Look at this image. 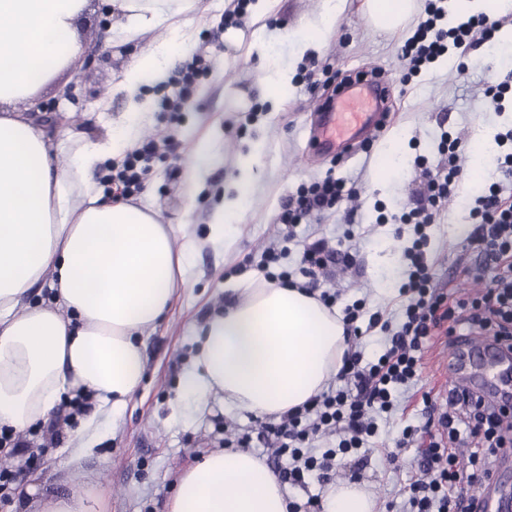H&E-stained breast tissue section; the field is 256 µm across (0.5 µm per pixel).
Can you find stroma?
<instances>
[{
    "label": "stroma",
    "instance_id": "stroma-1",
    "mask_svg": "<svg viewBox=\"0 0 512 512\" xmlns=\"http://www.w3.org/2000/svg\"><path fill=\"white\" fill-rule=\"evenodd\" d=\"M224 2L198 0L184 27L190 51L172 52L166 60L172 71L195 54L210 62L206 77L191 92L187 109L180 112L178 120H171L169 113L158 107L164 87L147 81L138 90L139 98L152 104L148 120L138 126L139 135L167 131L174 134L178 148L156 160L154 173L135 203L160 212L164 223L189 224L198 246L189 264L188 285L178 289L162 323L146 336L139 393L121 415L105 421L98 445L76 457L68 441L47 445L40 436H33L13 499L1 504L0 512H29V490L34 486L68 494L66 472L70 469L82 474L85 489L103 498L106 512H165L180 474L218 448L224 425L247 431L258 423L257 417L228 412L219 399L211 401L204 413L182 423L171 418L170 401L180 372L192 356L191 326L229 301L224 286L237 277L240 265L259 257L264 247L283 243V227L277 222L282 198L298 185L330 173L357 192L354 219H347L340 208L298 226L294 241L287 243L283 264L297 271L305 241L322 237L334 243L345 229H352L355 263L343 273L330 274L326 285L341 291V304L362 299L367 308L383 310L396 320L406 303L398 288L405 269L403 252L411 238L396 236L394 225L378 223L379 213L391 215L413 207L423 187L424 165L433 166L439 160L441 131L463 139L460 164L468 170L478 144L477 129L494 135L512 128V114L496 111L484 94L488 86L504 79L506 71L499 59L512 44L499 40L473 47L469 57L474 65L463 72L457 71L456 59L440 57L406 83L402 80L401 47L412 36L413 27L393 36L374 33L357 10L358 0H347L344 10L336 14L333 33L318 48L308 50L303 49L297 30L303 25H319L324 0H283L260 26L244 19L242 40L236 46L224 39ZM79 32L84 47L97 48V60L93 66L81 63L76 70L62 74L47 87L43 100L64 116L65 129L77 133L78 138L98 140L106 137L113 122L128 110L126 94L115 86L142 44L113 38L99 0H91ZM309 62L320 69L317 88L309 91L290 84L286 100L277 102L269 94L267 82L278 71L294 73ZM365 69L379 73L390 84V123L374 137L369 151L324 160L308 158L313 103L333 94L348 75ZM255 105L261 106V113L255 121L245 122V115ZM397 131L407 140L403 163L385 174L380 169L383 149ZM201 139L210 142L211 161L202 182L191 188L184 167ZM257 148L262 151V165L249 187L248 212L237 228L235 248L228 253L223 243L210 240V226L224 207L225 195L235 191L233 182L240 165L246 164ZM500 178L492 159L477 178L458 182L429 230L427 258L433 285L449 297L480 286L484 258L463 250L462 243L471 230L475 198ZM190 192L195 195V205L187 214L183 200ZM446 349L444 339H437L424 356L416 384L401 395L396 411L378 417L379 430L370 438L364 459L352 453L340 457L334 482L357 479L373 493L378 506L390 501L402 505L403 490L416 475L427 442L419 439L401 450L396 442L406 425L423 424L424 394L444 403V387L435 383L434 369Z\"/></svg>",
    "mask_w": 512,
    "mask_h": 512
}]
</instances>
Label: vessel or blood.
<instances>
[{"label":"vessel or blood","mask_w":512,"mask_h":512,"mask_svg":"<svg viewBox=\"0 0 512 512\" xmlns=\"http://www.w3.org/2000/svg\"><path fill=\"white\" fill-rule=\"evenodd\" d=\"M387 102V89L379 84L365 83L359 91L345 89L319 113L316 132L308 141L309 155L330 152L338 145L347 151L359 147L358 130L385 123L382 107ZM438 369L457 390L486 400L512 398V352L500 348L485 333H470L450 345ZM499 455L498 468L479 491L484 512H512V485L503 477L504 468L512 465V447L503 446Z\"/></svg>","instance_id":"1"}]
</instances>
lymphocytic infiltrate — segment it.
Wrapping results in <instances>:
<instances>
[{"instance_id": "1", "label": "lymphocytic infiltrate", "mask_w": 512, "mask_h": 512, "mask_svg": "<svg viewBox=\"0 0 512 512\" xmlns=\"http://www.w3.org/2000/svg\"><path fill=\"white\" fill-rule=\"evenodd\" d=\"M448 11L440 0H424L412 37L402 48L409 74L421 72L449 52L466 55L472 46L494 39L496 25L478 14L454 27H445ZM170 136L145 137L131 151L121 168L108 175L105 183L113 200L137 196L151 171L160 144ZM500 149L498 169L503 181L491 183L477 199L474 222L468 240L485 259L486 286L475 295L452 300L438 292L429 273L426 247L428 227L435 223L461 176L458 164L460 138L442 133L438 151L446 161L428 173L426 184L414 207L398 221L411 226L413 241L405 248V280L399 288L407 303L399 323H392L382 311L365 312L362 302L344 310L348 348L338 372L337 386L327 388L303 406L288 411L279 422L262 424L256 434L224 432L228 448L263 446L265 464L288 487L325 485L332 479L339 456L360 451L378 432L376 419L391 412L397 393L407 390L418 377L423 357L437 337H452L462 329L483 331L500 345L512 350V129L497 134ZM343 179H324L300 184L282 206L278 221L293 229L308 224L321 214L335 210L351 199ZM352 235L337 244L319 238L305 245L301 258L304 287L327 307L336 296L321 287L325 271L336 264L354 260ZM366 326H359V319ZM384 333V349L372 361H365L356 341L363 332ZM427 423L442 432L430 441L418 462V473L408 484L402 512H477L476 497L484 478L494 470L497 448L503 447L501 408L465 393L449 391L447 409L437 412L431 397H424ZM330 438L331 446L320 448L317 436Z\"/></svg>"}]
</instances>
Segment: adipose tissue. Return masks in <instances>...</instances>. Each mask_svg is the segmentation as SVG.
<instances>
[{"instance_id": "adipose-tissue-1", "label": "adipose tissue", "mask_w": 512, "mask_h": 512, "mask_svg": "<svg viewBox=\"0 0 512 512\" xmlns=\"http://www.w3.org/2000/svg\"><path fill=\"white\" fill-rule=\"evenodd\" d=\"M123 19L119 40L169 28L170 45H147L118 87L168 78L171 46L188 49L181 19L195 0H108ZM90 0H0V428L24 431L56 416L67 400L93 410L73 432L76 454L89 452L102 420L122 413L143 375L145 333L155 329L186 283L193 240L157 211L113 201L91 182L93 168L121 158L137 140L146 103L103 141H81L68 167L55 163L60 142L31 112L44 90L82 52L78 21ZM411 0H362L377 32L400 28ZM49 281V303L32 288ZM233 300L193 331L195 355L180 379L184 403L203 412L223 398L229 411L280 420L322 392L347 348L341 317L304 289L245 275ZM288 492L246 448L210 453L185 471L167 512H287ZM355 485L329 486L324 512H376Z\"/></svg>"}]
</instances>
